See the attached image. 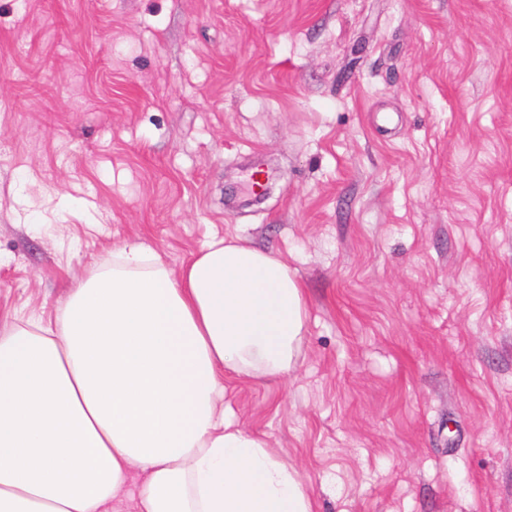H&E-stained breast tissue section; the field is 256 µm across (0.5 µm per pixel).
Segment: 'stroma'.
Wrapping results in <instances>:
<instances>
[{"instance_id": "stroma-1", "label": "stroma", "mask_w": 512, "mask_h": 512, "mask_svg": "<svg viewBox=\"0 0 512 512\" xmlns=\"http://www.w3.org/2000/svg\"><path fill=\"white\" fill-rule=\"evenodd\" d=\"M216 239L304 284L224 415L314 512H512V0H0V329Z\"/></svg>"}]
</instances>
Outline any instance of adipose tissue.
Returning <instances> with one entry per match:
<instances>
[{
    "label": "adipose tissue",
    "instance_id": "obj_1",
    "mask_svg": "<svg viewBox=\"0 0 512 512\" xmlns=\"http://www.w3.org/2000/svg\"><path fill=\"white\" fill-rule=\"evenodd\" d=\"M301 280L211 243L171 272L139 242L53 322L0 331V512H314L298 472L224 419V375L287 372Z\"/></svg>",
    "mask_w": 512,
    "mask_h": 512
}]
</instances>
